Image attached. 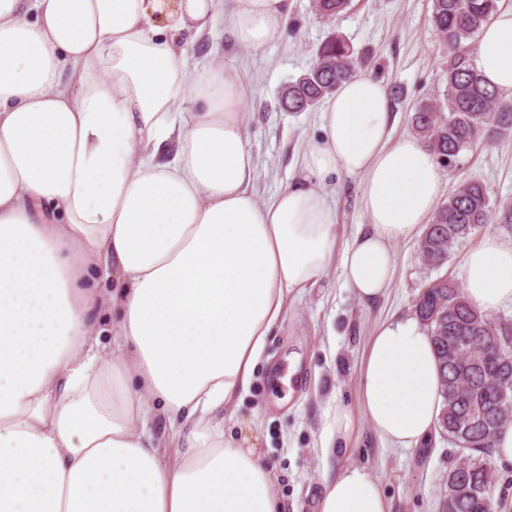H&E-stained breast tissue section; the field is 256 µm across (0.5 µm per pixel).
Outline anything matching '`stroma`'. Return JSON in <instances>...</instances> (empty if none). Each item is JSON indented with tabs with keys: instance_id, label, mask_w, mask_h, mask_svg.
Instances as JSON below:
<instances>
[{
	"instance_id": "stroma-1",
	"label": "stroma",
	"mask_w": 512,
	"mask_h": 512,
	"mask_svg": "<svg viewBox=\"0 0 512 512\" xmlns=\"http://www.w3.org/2000/svg\"><path fill=\"white\" fill-rule=\"evenodd\" d=\"M431 6V0H351L343 16L328 22L315 15L311 0H288L285 36L251 53L227 40L222 14L214 15L194 48L195 59L206 62L213 47L223 51L228 63L244 54L251 57L246 136L260 162L255 188L261 198L299 176L300 151L323 134L319 110L291 114L281 109L279 98L288 82L310 68L331 33L344 36L363 56V71L383 80L396 115L395 137L411 135L415 104L446 90L444 47L432 28ZM440 175V201H447L460 183L474 180L487 187L491 204L512 200V137L477 142ZM331 191L338 253L317 286L287 297L251 384L224 410V434L236 436L247 426L258 432L287 512H320L326 479L351 464L378 475L392 512H438L445 476L457 459L455 449L437 434L424 451L383 443L361 409L362 360L377 327L411 315L425 284L444 275L462 282L465 257L485 233L511 242L512 227L487 225L456 246L439 268L420 260L417 238L398 243L393 281L384 299L367 308L345 284L340 255L366 222L358 204L361 179L341 177ZM335 404L347 410L350 426L325 458L320 450L324 412Z\"/></svg>"
}]
</instances>
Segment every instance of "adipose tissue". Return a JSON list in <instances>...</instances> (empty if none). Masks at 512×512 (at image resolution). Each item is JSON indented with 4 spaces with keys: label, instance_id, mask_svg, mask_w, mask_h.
Segmentation results:
<instances>
[{
    "label": "adipose tissue",
    "instance_id": "ef3b65f1",
    "mask_svg": "<svg viewBox=\"0 0 512 512\" xmlns=\"http://www.w3.org/2000/svg\"><path fill=\"white\" fill-rule=\"evenodd\" d=\"M218 8L239 46L284 35L285 0H0V512H284L259 437H225L217 412L248 386L285 297L328 271L327 186L363 178L368 222L343 267L366 306L435 207L434 153L393 141L388 92L362 71L327 99L301 177L259 200L248 60L202 64L176 38ZM474 56L512 92V7ZM188 98L198 109L184 117ZM463 293L483 312L512 307V242L490 234L468 253ZM114 307L108 348L100 316ZM360 389L383 441L430 435L442 374L416 319L378 327ZM320 512L389 503L353 464L326 482Z\"/></svg>",
    "mask_w": 512,
    "mask_h": 512
}]
</instances>
